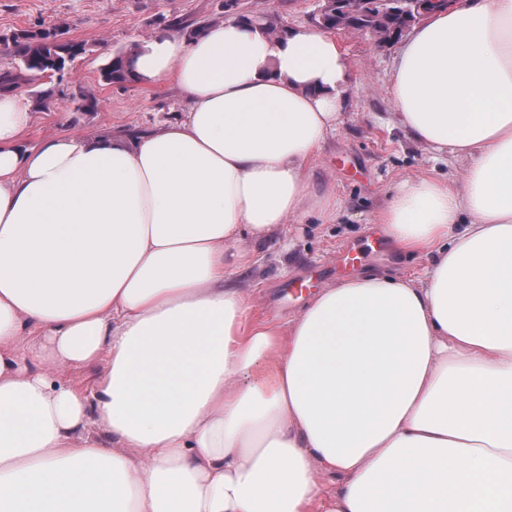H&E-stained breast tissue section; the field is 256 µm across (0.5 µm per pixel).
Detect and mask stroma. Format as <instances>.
<instances>
[{
    "instance_id": "1",
    "label": "stroma",
    "mask_w": 512,
    "mask_h": 512,
    "mask_svg": "<svg viewBox=\"0 0 512 512\" xmlns=\"http://www.w3.org/2000/svg\"><path fill=\"white\" fill-rule=\"evenodd\" d=\"M319 6V0L240 3L245 13L268 14L291 27L313 25ZM227 17L224 0H0V36L55 25L89 47L63 80L21 81L18 94L35 105L30 140L64 132H146L174 118L184 108L174 86L109 84L102 78L103 65L113 51L172 30L174 23L194 27ZM338 41L349 64L344 123L310 159L315 189L335 198L336 216L288 222L260 248L256 264L232 271L247 291L252 321L295 317L316 290L356 272L426 279L430 259L395 252L372 218L404 180L431 177L457 185L467 175L464 160L415 142L401 126L390 92L397 46H378L359 33L339 35ZM87 91L95 94L98 105L83 112L78 96ZM43 94L49 97L44 107L36 103ZM352 251L362 253V262L343 265L342 256ZM298 280L306 283L302 292L288 293L287 285Z\"/></svg>"
}]
</instances>
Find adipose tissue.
Returning a JSON list of instances; mask_svg holds the SVG:
<instances>
[{"label":"adipose tissue","instance_id":"obj_1","mask_svg":"<svg viewBox=\"0 0 512 512\" xmlns=\"http://www.w3.org/2000/svg\"><path fill=\"white\" fill-rule=\"evenodd\" d=\"M134 70L184 114L33 145L0 95V512H512V0H456L397 57L404 129L469 164L373 217L427 279L287 321L245 324L228 272L336 212L308 165L343 122L336 37L230 18L140 40Z\"/></svg>","mask_w":512,"mask_h":512}]
</instances>
